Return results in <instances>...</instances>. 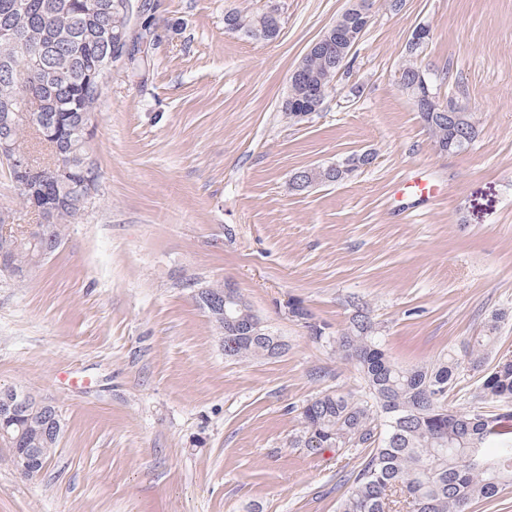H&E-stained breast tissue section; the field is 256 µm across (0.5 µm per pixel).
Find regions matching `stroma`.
Returning a JSON list of instances; mask_svg holds the SVG:
<instances>
[{"instance_id": "1", "label": "stroma", "mask_w": 512, "mask_h": 512, "mask_svg": "<svg viewBox=\"0 0 512 512\" xmlns=\"http://www.w3.org/2000/svg\"><path fill=\"white\" fill-rule=\"evenodd\" d=\"M276 3L277 40L228 32L230 9ZM149 65L116 63L91 141L98 195L16 285L0 275V387L60 412L45 468L0 445V512H338L361 460L290 442L324 391L366 392L310 327L368 305L396 365L459 351L492 314L512 351V0H373V21L320 110L283 113L288 75L350 0H148ZM418 67L480 134L436 148L396 75ZM366 151L347 181L290 178ZM444 193L422 206L411 185ZM0 209L40 223L0 162ZM232 283L287 344L241 362L195 299ZM301 304L309 321L292 316Z\"/></svg>"}]
</instances>
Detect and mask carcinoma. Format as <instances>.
I'll return each mask as SVG.
<instances>
[{
    "label": "carcinoma",
    "mask_w": 512,
    "mask_h": 512,
    "mask_svg": "<svg viewBox=\"0 0 512 512\" xmlns=\"http://www.w3.org/2000/svg\"><path fill=\"white\" fill-rule=\"evenodd\" d=\"M122 0H0V113L16 107L21 85L39 98L26 124L0 125L23 153L29 129L56 139L64 162L77 180L100 178L90 151L85 118L96 112L101 91L89 74L104 62L110 36L126 33L119 5ZM112 17V31L106 19ZM252 39L272 41L280 34L269 10L250 14L232 9L224 25ZM331 62L315 49L303 58L301 80L288 86L283 109L288 119L309 112L324 101L333 79ZM440 150L460 152L473 144L478 126L471 112L453 122L448 113L423 118ZM41 198L51 206L47 239L38 233L17 236L0 230V256L13 266V280L22 284L28 272L62 244L77 215V191L72 184L47 176L37 197L19 194L35 205ZM347 330L324 335L314 326V338L338 355L356 362L363 374L364 397L326 392L302 406V434L292 445L317 454L328 448L370 449L353 479L339 512H469L472 505L492 502L512 489V424L495 414L459 412L448 405V394L460 373H482L480 402H512V363L490 364L498 342L502 315L494 314L479 335L462 349L429 366L400 367L387 358L368 306L358 304ZM228 313L259 325V335L223 341L224 355L243 361L272 358L284 351L274 335L247 304L234 303ZM52 405L37 400L17 412L0 434L8 448H57L61 430L47 428Z\"/></svg>",
    "instance_id": "cac0c4a2"
}]
</instances>
